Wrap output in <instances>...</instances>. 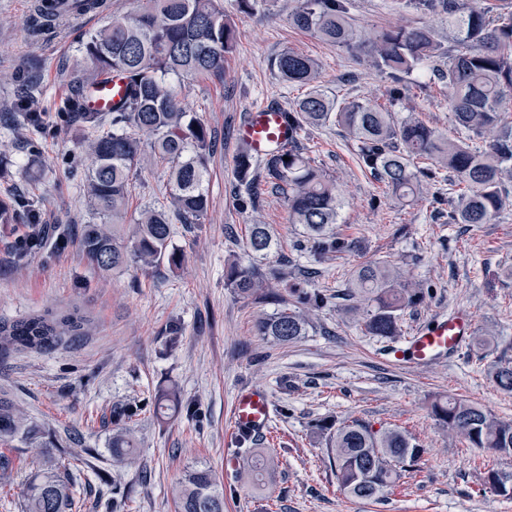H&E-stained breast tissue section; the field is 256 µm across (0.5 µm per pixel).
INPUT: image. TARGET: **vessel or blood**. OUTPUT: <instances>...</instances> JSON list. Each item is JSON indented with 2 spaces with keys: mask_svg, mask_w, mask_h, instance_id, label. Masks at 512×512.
I'll return each mask as SVG.
<instances>
[{
  "mask_svg": "<svg viewBox=\"0 0 512 512\" xmlns=\"http://www.w3.org/2000/svg\"><path fill=\"white\" fill-rule=\"evenodd\" d=\"M123 92L118 76L88 88V106L108 111L117 103ZM299 132L289 121L284 108L273 104L253 107L237 126V137L251 155L262 159L287 150L298 138ZM475 328L473 315L465 309L456 310L416 330L407 337L404 347L395 349L396 357L424 365L434 360L458 353L471 337ZM271 422L269 395L260 389H240L235 398L232 426L241 437L265 434Z\"/></svg>",
  "mask_w": 512,
  "mask_h": 512,
  "instance_id": "obj_1",
  "label": "vessel or blood"
}]
</instances>
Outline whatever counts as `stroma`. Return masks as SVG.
<instances>
[{
    "label": "stroma",
    "instance_id": "35a3bbf8",
    "mask_svg": "<svg viewBox=\"0 0 512 512\" xmlns=\"http://www.w3.org/2000/svg\"><path fill=\"white\" fill-rule=\"evenodd\" d=\"M385 2L352 0L353 26L373 32L410 21L433 28L443 35L445 49H453L443 15L411 5L393 10ZM295 5L258 0L243 18L236 0H224L225 14L238 27L224 75L189 78L182 89L187 110L216 137L206 219L193 228L174 225L171 244L185 255L181 267L103 274L79 244L91 212L71 171L90 164L84 131L60 111L74 77L86 67L81 47L103 19L66 21L53 35H34L28 0H0V157L8 162L0 172V199L33 195L41 223L70 229L64 243L48 242L19 265L12 246L21 227L0 224V318L77 308L92 322L91 333L75 343L0 357V389L54 436L51 457L74 474L73 512H111L115 499L124 512H174L171 487L195 466L215 472L224 487V512H512V500L483 481L478 462L484 451L467 447L430 411L435 398L453 396L512 420V394L497 390L490 374L493 365L512 364V207L488 224L450 223L453 203L444 173L425 184L415 203L400 200L360 166L352 140L336 125L303 132L300 147L343 195L335 231L351 248L314 256L302 227L289 223L280 193L265 192L254 209L238 203V123L255 105L287 107L303 93L270 66L288 47L321 63V82L330 95L386 102L399 116L411 113L445 136L459 135L448 88L435 73L437 61L406 76L405 94L391 100L392 79L364 55L293 26ZM25 86L45 115L46 131H33L16 108ZM170 187L167 163H152L135 175L129 218L166 205ZM252 224L272 225L276 233V248L260 260L246 251ZM230 258L246 267H284L286 279L272 285L280 295L294 286L322 295L306 336L281 345L258 335L257 322L277 306L226 286ZM374 261L396 264L405 279L424 289L423 301L399 321L401 336L438 313L464 308L473 314L474 335L484 346L466 345L426 366L390 358L391 340L369 335L361 312L344 298L353 271ZM246 386L266 389L273 409L270 430L248 442L274 450L278 458L274 480L261 490L224 471L226 449L237 446L230 423L234 398ZM170 389L194 405V418L156 416L155 396ZM126 404L140 408L133 423L139 449L118 473L107 443L124 426L114 411ZM320 420H359L376 430L396 426L417 438L425 454L386 497L356 500L336 486L326 445L313 429ZM74 430L84 434V448L69 447ZM7 454L14 467L9 480H0V512H21L24 484L46 458L24 447Z\"/></svg>",
    "mask_w": 512,
    "mask_h": 512
}]
</instances>
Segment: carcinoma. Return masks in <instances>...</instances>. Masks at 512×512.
<instances>
[{
	"instance_id": "1",
	"label": "carcinoma",
	"mask_w": 512,
	"mask_h": 512,
	"mask_svg": "<svg viewBox=\"0 0 512 512\" xmlns=\"http://www.w3.org/2000/svg\"><path fill=\"white\" fill-rule=\"evenodd\" d=\"M349 0H298L292 23L330 44L359 50L380 72L400 81L420 63L445 54L436 32L424 25L401 22L361 40L348 16ZM423 9L448 17V30L457 50L438 76L448 84V106L465 139H451L409 116L395 118L387 109L352 100L340 102L318 84L316 59L291 48L282 50L272 68L285 83L306 87L303 97L288 109V117L303 132L309 127L335 123L356 142L361 166L401 199H417L422 179L438 172L451 173L457 187L453 221L456 224H488L509 201L505 180L512 179V6L499 8L489 19V0H415ZM236 43V23L224 14L221 0H136L135 8L122 16H108L106 23L83 44L90 69L80 77L73 97L60 111L75 113L86 132L85 147L93 157L84 172V187L92 222L83 226L80 246L98 270L110 272L136 265L148 269L160 262L182 264L181 252L171 246L172 224H201L209 205L208 159L214 149L211 130L190 115L182 102L181 88L173 77L224 73V59ZM124 79V95L109 113L85 105V92L110 73ZM171 164L172 193L167 206L141 211L131 235L124 232L132 178L148 157ZM289 160H283V157ZM430 161L423 169L411 160ZM262 169L265 184L288 195L289 223L301 224L320 255L341 251L349 243L331 231L338 223L345 201L336 182L311 164L295 145L258 163L241 152L235 176L243 206H251L258 194L255 171ZM25 214V233L15 248V260L45 245V232L37 223L36 206L21 199L0 200V223L13 224ZM276 245L268 224H253L248 251L264 257ZM280 269L261 271L226 265L227 286L235 291L269 297L272 279L281 280ZM352 297L367 302L364 324L369 334L393 339L398 335L403 312L419 305L424 291L402 280L400 271L386 262L358 267L351 278ZM296 311L283 307L260 319L257 332L288 345L305 335L309 325L303 310L321 307L322 295L300 288L292 291ZM90 329V320L79 311L63 315L32 314L14 320L0 318V357L19 348L49 351L77 340ZM495 385L512 393V366L491 370ZM159 414L188 409L180 395L166 392L155 398ZM431 412L448 431L470 448H484L512 455V421L501 420L485 408L454 397L437 398ZM317 432L327 438L340 491L363 500H377L391 491L422 459L425 449L398 429L373 430L358 420L335 425L320 421ZM20 443L41 448L56 447L51 434L30 419L6 394H0V445ZM112 466L122 468L135 459L138 442L132 428L112 434L108 442ZM248 463L240 477L260 489L278 467L275 454L265 448H249ZM484 482L495 492L512 496V471L486 468ZM71 473L54 465L28 478L22 512H72L75 507ZM177 512H224V489L209 468H192L173 487Z\"/></svg>"
}]
</instances>
